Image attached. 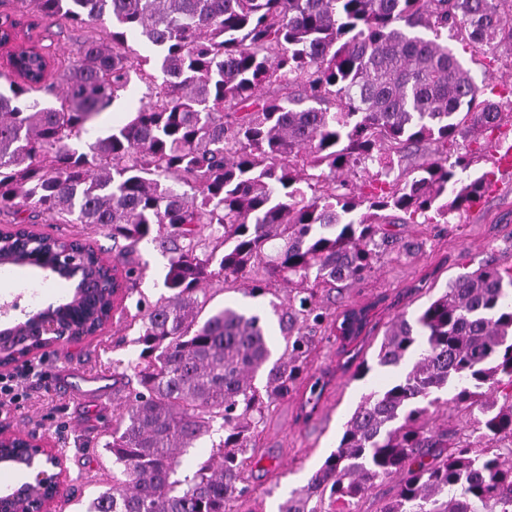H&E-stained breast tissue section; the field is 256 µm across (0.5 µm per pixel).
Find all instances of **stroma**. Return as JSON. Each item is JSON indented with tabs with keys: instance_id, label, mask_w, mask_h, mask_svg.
<instances>
[{
	"instance_id": "obj_1",
	"label": "stroma",
	"mask_w": 512,
	"mask_h": 512,
	"mask_svg": "<svg viewBox=\"0 0 512 512\" xmlns=\"http://www.w3.org/2000/svg\"><path fill=\"white\" fill-rule=\"evenodd\" d=\"M452 46L477 83L512 87V47L475 54L464 41H453ZM494 152L491 145L481 151L468 174L489 173L495 192L450 215L447 223L393 226L399 253L382 257L371 277L337 289V310L368 307L369 324L349 348L332 337L314 351L312 369L327 371L329 383L311 420L301 417L309 395L305 385L278 401L267 416L251 459L252 493L244 512H279L291 491L306 485L335 450L344 423L362 397L390 380V373L379 369L363 379L354 372L358 359H374L386 327L398 313L415 319L461 273L486 264L512 265V171L498 168ZM31 229L86 239L110 264L118 262L119 251L111 239L92 227L58 224L42 216ZM34 284L41 287V303L56 305L73 294L72 288H57L54 278L12 267L9 278L0 279V329L39 311L41 303L27 300L26 289ZM137 338L136 329L113 318L95 334L34 351L0 373L19 376L22 395L16 403L0 401V426L47 441L65 461L53 512H84L88 500L112 479L103 444L129 392L118 375L137 360Z\"/></svg>"
}]
</instances>
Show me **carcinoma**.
<instances>
[{"mask_svg": "<svg viewBox=\"0 0 512 512\" xmlns=\"http://www.w3.org/2000/svg\"><path fill=\"white\" fill-rule=\"evenodd\" d=\"M38 21L92 29L49 82L50 61L0 91V213L37 212L106 232L125 254L144 241L167 257L163 292H138L147 266L126 270L138 295L136 387L104 450L112 484L84 512H237L247 461L272 406L310 385L317 336L357 339L368 311L336 322L323 292L370 276L396 250L390 220L446 224L471 207L489 174L448 144L480 130L512 150L499 102L448 46L512 47V0H31ZM146 98L123 126L81 140L130 90ZM419 144L413 172L395 162ZM362 174L364 193L353 181ZM452 194L451 200L444 195ZM0 251L60 257L100 288L66 314L83 329L110 307L114 268L77 240L0 230ZM269 301L282 340L270 362L266 316L232 307L200 315L237 290ZM210 288L202 287L204 283ZM405 376L363 396L336 449L279 512H355L371 486L399 479L379 512H512V266L459 275L410 323L394 317L379 369ZM263 386L254 384L258 372ZM473 413L483 448L451 446L429 427L440 393ZM222 420L224 439L177 478L180 454Z\"/></svg>", "mask_w": 512, "mask_h": 512, "instance_id": "carcinoma-1", "label": "carcinoma"}]
</instances>
